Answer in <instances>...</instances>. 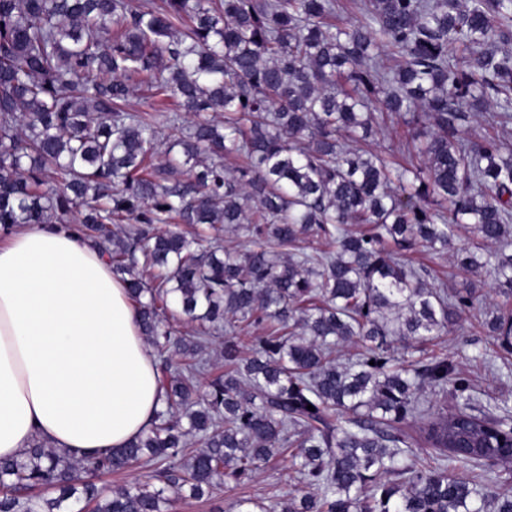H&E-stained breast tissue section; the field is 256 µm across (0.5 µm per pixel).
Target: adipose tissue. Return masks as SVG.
Masks as SVG:
<instances>
[{"label": "adipose tissue", "mask_w": 512, "mask_h": 512, "mask_svg": "<svg viewBox=\"0 0 512 512\" xmlns=\"http://www.w3.org/2000/svg\"><path fill=\"white\" fill-rule=\"evenodd\" d=\"M156 361L124 282L64 224L0 244V459L39 438L69 453L121 448L162 407Z\"/></svg>", "instance_id": "1"}]
</instances>
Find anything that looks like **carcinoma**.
Listing matches in <instances>:
<instances>
[{"mask_svg":"<svg viewBox=\"0 0 512 512\" xmlns=\"http://www.w3.org/2000/svg\"><path fill=\"white\" fill-rule=\"evenodd\" d=\"M358 9L344 23L337 0H0V229L73 221L166 374L127 446L36 439L0 460V512H165L286 452L309 492L280 512H512V489L474 473L512 467L509 399L481 401L433 349L469 316L512 356V0ZM138 84L150 112L129 106ZM464 105L495 110L489 132L469 133ZM386 120L420 163L349 147ZM218 224L251 247L205 238ZM462 226L472 250L452 246ZM416 246L491 275L496 300L429 284L403 259ZM220 330L224 372L202 390ZM448 389L451 411L425 398ZM133 464L151 480L93 482Z\"/></svg>","mask_w":512,"mask_h":512,"instance_id":"cac0c4a2","label":"carcinoma"}]
</instances>
